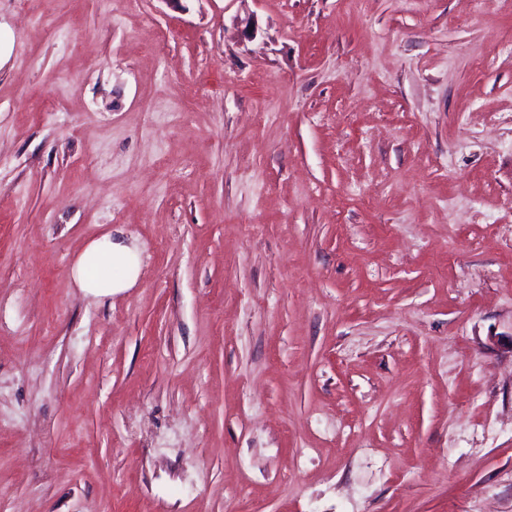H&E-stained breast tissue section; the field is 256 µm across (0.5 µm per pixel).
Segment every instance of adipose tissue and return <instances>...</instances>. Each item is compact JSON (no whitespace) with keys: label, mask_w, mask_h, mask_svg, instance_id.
<instances>
[{"label":"adipose tissue","mask_w":512,"mask_h":512,"mask_svg":"<svg viewBox=\"0 0 512 512\" xmlns=\"http://www.w3.org/2000/svg\"><path fill=\"white\" fill-rule=\"evenodd\" d=\"M137 247L103 235L87 244L71 267L78 288L96 297H110L133 288L139 278Z\"/></svg>","instance_id":"adipose-tissue-1"}]
</instances>
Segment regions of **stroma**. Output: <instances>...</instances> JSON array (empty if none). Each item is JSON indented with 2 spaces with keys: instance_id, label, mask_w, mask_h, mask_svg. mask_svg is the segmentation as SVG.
I'll return each mask as SVG.
<instances>
[{
  "instance_id": "35a3bbf8",
  "label": "stroma",
  "mask_w": 512,
  "mask_h": 512,
  "mask_svg": "<svg viewBox=\"0 0 512 512\" xmlns=\"http://www.w3.org/2000/svg\"><path fill=\"white\" fill-rule=\"evenodd\" d=\"M0 26V512H512V0ZM137 247L112 238L109 232L87 244L71 267L78 288L96 297H110L133 288L139 278Z\"/></svg>"
}]
</instances>
